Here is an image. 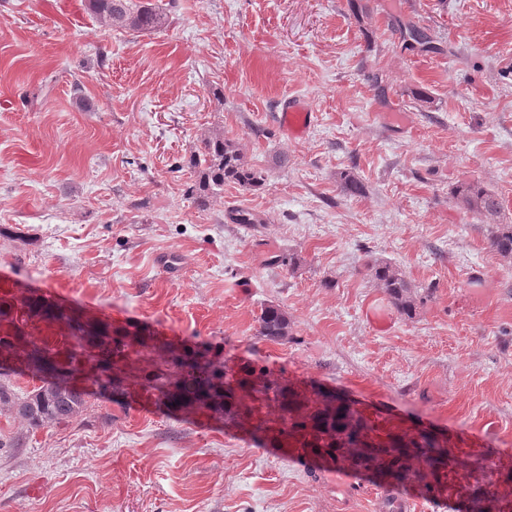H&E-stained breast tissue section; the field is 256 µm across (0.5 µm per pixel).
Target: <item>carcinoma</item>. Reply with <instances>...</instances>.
<instances>
[{
    "label": "carcinoma",
    "instance_id": "carcinoma-1",
    "mask_svg": "<svg viewBox=\"0 0 512 512\" xmlns=\"http://www.w3.org/2000/svg\"><path fill=\"white\" fill-rule=\"evenodd\" d=\"M98 22L115 30L153 32L165 24V13L153 0H86ZM204 151L191 158L198 180L189 187L194 203L204 209L224 192V182L256 189L264 175L247 160L240 145L216 132L203 140ZM467 211L487 224L489 244L502 259L512 262V224L501 222L496 193L478 182L463 183L454 191ZM375 286L402 315H416L418 292L401 270L387 262L365 263ZM27 312L14 316L12 305L0 303V323L19 324L24 341L14 352L16 369L0 370V405L12 409L32 429L61 424L87 407L88 399L112 389L124 397L146 395L145 402L168 413L214 416L251 431L255 440L277 448L313 451L340 467L364 469L390 477L389 485L416 484L427 494L446 495L466 482L472 470L460 460L456 445L445 436L412 428L380 413L370 419L333 392L274 376L264 367L244 366L236 372L217 360L206 346L175 345L139 328L121 336L109 334L102 322L84 325L50 298L25 303ZM257 335L286 342L293 335L288 312L278 306L263 309ZM68 342L72 361L90 366L86 379L54 381L18 396L10 384L13 374H27L24 365L58 341ZM512 470L505 487L492 485L473 497L467 512H508Z\"/></svg>",
    "mask_w": 512,
    "mask_h": 512
}]
</instances>
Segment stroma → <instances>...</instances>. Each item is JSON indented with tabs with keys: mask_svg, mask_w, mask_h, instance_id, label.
Segmentation results:
<instances>
[{
	"mask_svg": "<svg viewBox=\"0 0 512 512\" xmlns=\"http://www.w3.org/2000/svg\"><path fill=\"white\" fill-rule=\"evenodd\" d=\"M151 33L101 26L82 0H0V297L61 295L73 314L209 342L251 364L512 458V264L454 188L493 190L512 224V0H157ZM435 52L406 47L401 26ZM318 121L288 136L277 114ZM265 176L200 209L204 134ZM361 194L345 196L341 175ZM254 224L233 223L237 210ZM174 257L179 278L161 262ZM423 289L414 318L367 257ZM294 323L257 337L265 306ZM390 320L380 332L368 319ZM373 477L268 453L203 415L117 396L28 430L0 412V512H389ZM399 488L397 512H464ZM315 113L311 112L300 98H288L281 106L279 124L289 136L302 137L314 122Z\"/></svg>",
	"mask_w": 512,
	"mask_h": 512,
	"instance_id": "obj_1",
	"label": "stroma"
}]
</instances>
